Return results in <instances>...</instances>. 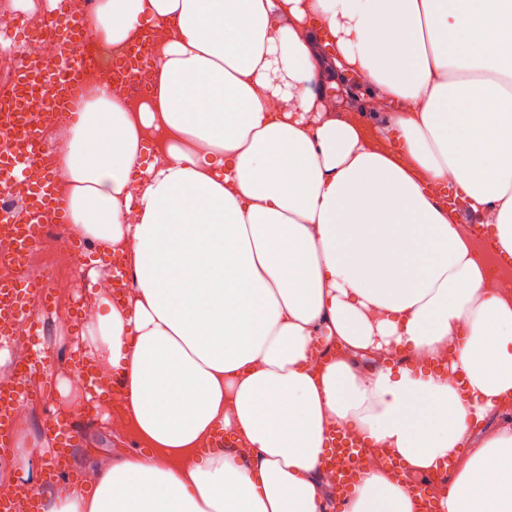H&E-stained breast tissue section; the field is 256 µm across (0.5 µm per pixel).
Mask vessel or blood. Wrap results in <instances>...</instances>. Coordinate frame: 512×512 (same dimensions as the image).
<instances>
[{
  "label": "vessel or blood",
  "mask_w": 512,
  "mask_h": 512,
  "mask_svg": "<svg viewBox=\"0 0 512 512\" xmlns=\"http://www.w3.org/2000/svg\"><path fill=\"white\" fill-rule=\"evenodd\" d=\"M59 34L68 50L62 61H45L35 69H22L17 76L18 86L34 85L38 93L57 107H73L78 96L77 75L85 58L80 51L81 38L87 28L81 17L61 15ZM42 121L39 117L22 115L21 119L0 125L5 132L4 146L0 147V189L8 190L15 184H23L29 192L24 211L1 213L0 222L14 227L16 236L10 255L16 272L0 280V336L14 335L19 318L31 305L48 308L50 290L47 285H36L25 276V260L39 233L45 216H52L54 223H64L63 203L54 192L56 175L43 164L44 143L41 136ZM48 362L39 354L22 364L23 373L15 381L0 385V447L13 445L16 416L21 405L32 400L35 393L26 379L29 372L47 371ZM362 445H353L342 434H335L325 465L335 467L336 485L341 494H349L357 485L362 469L357 459L364 454ZM37 491L14 485L0 493V512H40Z\"/></svg>",
  "instance_id": "1"
}]
</instances>
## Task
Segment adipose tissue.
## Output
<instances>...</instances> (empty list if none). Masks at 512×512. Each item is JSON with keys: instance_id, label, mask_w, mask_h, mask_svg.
<instances>
[{"instance_id": "obj_1", "label": "adipose tissue", "mask_w": 512, "mask_h": 512, "mask_svg": "<svg viewBox=\"0 0 512 512\" xmlns=\"http://www.w3.org/2000/svg\"><path fill=\"white\" fill-rule=\"evenodd\" d=\"M84 23L166 34L147 100L95 86L56 149L69 231L135 279L75 344L121 377L137 449L48 512H328L338 426L408 475L452 461L439 512H512V426L477 432L512 405V289L462 225L512 260V0H97ZM352 76L376 113L324 95ZM415 508L371 464L342 512Z\"/></svg>"}]
</instances>
